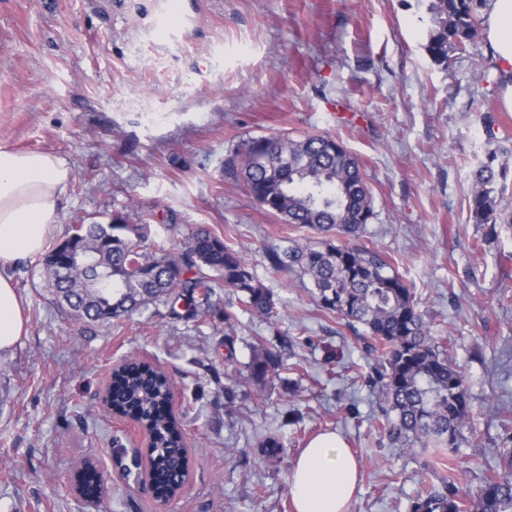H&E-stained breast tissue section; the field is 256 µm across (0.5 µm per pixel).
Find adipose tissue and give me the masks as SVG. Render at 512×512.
<instances>
[{"mask_svg": "<svg viewBox=\"0 0 512 512\" xmlns=\"http://www.w3.org/2000/svg\"><path fill=\"white\" fill-rule=\"evenodd\" d=\"M482 16L488 57L502 78L500 103L512 112V0H488ZM68 180V167L53 154L0 147V352L24 334L19 297L5 269L43 251ZM358 478V463L340 435L314 437L289 476L294 512H349Z\"/></svg>", "mask_w": 512, "mask_h": 512, "instance_id": "ef3b65f1", "label": "adipose tissue"}]
</instances>
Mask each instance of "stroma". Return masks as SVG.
<instances>
[{"instance_id": "1", "label": "stroma", "mask_w": 512, "mask_h": 512, "mask_svg": "<svg viewBox=\"0 0 512 512\" xmlns=\"http://www.w3.org/2000/svg\"><path fill=\"white\" fill-rule=\"evenodd\" d=\"M428 27L417 0H0V146L70 170L48 239L132 205L151 251L171 247L167 225H202L245 255L279 311L273 324L239 313L228 349L212 323L172 321L161 305L70 320L37 258L13 268L26 332L0 354V512H294L291 468L327 431L360 464L349 512H408L433 481L420 448L378 433L360 337L317 306L308 278L268 267L266 248L319 236L273 219L226 171L260 135H329L357 157L375 211L363 240L393 260L467 379L457 485L496 469L512 426V230L472 223L468 195L483 115L512 152V112L485 40L442 67ZM260 338L287 342L284 369L225 404ZM130 356L167 372L186 432L190 479L166 504L113 464L141 445L101 404ZM269 435L283 443L274 457L259 446ZM88 460L104 481L93 506L73 490Z\"/></svg>"}]
</instances>
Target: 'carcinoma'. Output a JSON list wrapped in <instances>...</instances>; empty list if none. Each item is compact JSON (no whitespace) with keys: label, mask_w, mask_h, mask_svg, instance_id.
<instances>
[{"label":"carcinoma","mask_w":512,"mask_h":512,"mask_svg":"<svg viewBox=\"0 0 512 512\" xmlns=\"http://www.w3.org/2000/svg\"><path fill=\"white\" fill-rule=\"evenodd\" d=\"M486 0H428L425 50L448 65L479 37ZM493 116L484 118L485 160L474 171L468 198L474 224H509L497 196L509 166L498 145ZM288 160L279 177L265 162ZM228 171L271 216L326 236L315 243L289 240L266 251L269 267L310 279L318 306L364 329V349L376 364L367 383L378 393L380 430L393 444L433 449L438 481L423 489L409 512H512V448L499 451L498 468L471 495L460 493L451 453L470 414L465 377L447 347L431 334L412 288L380 252L361 242L374 217L373 198L358 159L326 135L249 137L226 161ZM151 225L138 211H115L107 224H71L52 242L41 265L48 292L66 316L88 324L129 317L148 304L169 307L174 322L224 321V345L234 344L236 310L271 320L278 315L270 289L227 239L205 227L188 229L182 244L147 251ZM347 239L336 245L331 236ZM224 288L234 300L221 304ZM243 379L259 388L283 366L277 351L258 343ZM171 382L153 365L130 359L112 374V406L133 417L151 438L152 477L158 497L178 493L188 474L185 432L169 411ZM86 495L102 491L94 466L79 475Z\"/></svg>","instance_id":"carcinoma-1"}]
</instances>
